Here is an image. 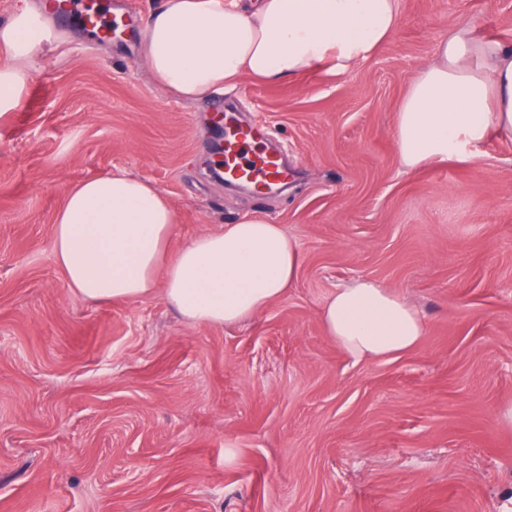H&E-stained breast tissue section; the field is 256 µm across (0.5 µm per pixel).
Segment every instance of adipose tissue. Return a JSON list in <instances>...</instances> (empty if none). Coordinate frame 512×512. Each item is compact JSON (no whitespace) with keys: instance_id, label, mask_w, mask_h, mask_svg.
Segmentation results:
<instances>
[{"instance_id":"ef3b65f1","label":"adipose tissue","mask_w":512,"mask_h":512,"mask_svg":"<svg viewBox=\"0 0 512 512\" xmlns=\"http://www.w3.org/2000/svg\"><path fill=\"white\" fill-rule=\"evenodd\" d=\"M399 22V0H163L148 18L143 60L150 76L198 101L245 77L267 83L311 71L336 76L373 57ZM51 31L35 0H19L0 25V108L17 105L31 60ZM512 134V47L464 27L436 45L394 119L402 165L450 157L492 134ZM175 212L151 181L122 171L69 187L52 227L65 285L94 302L161 293L188 322L245 321L290 288L299 250L281 225L246 217L173 247ZM319 319L356 361L412 351L426 331L420 312L379 281L336 288Z\"/></svg>"}]
</instances>
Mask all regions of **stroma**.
I'll use <instances>...</instances> for the list:
<instances>
[{"mask_svg": "<svg viewBox=\"0 0 512 512\" xmlns=\"http://www.w3.org/2000/svg\"><path fill=\"white\" fill-rule=\"evenodd\" d=\"M349 73L243 79L224 97L272 132L288 190L206 169L209 101L158 86L142 46L54 28L0 112V512H512V135L404 168L397 105L438 39L507 33L512 0H399ZM121 170L176 213L175 244L246 216L300 265L244 322L195 326L160 295L66 288L51 229L66 189ZM376 279L425 318L411 352L358 363L322 331L336 288Z\"/></svg>", "mask_w": 512, "mask_h": 512, "instance_id": "35a3bbf8", "label": "stroma"}]
</instances>
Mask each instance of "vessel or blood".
<instances>
[{"label":"vessel or blood","mask_w":512,"mask_h":512,"mask_svg":"<svg viewBox=\"0 0 512 512\" xmlns=\"http://www.w3.org/2000/svg\"><path fill=\"white\" fill-rule=\"evenodd\" d=\"M49 7L62 20L83 26L98 39L107 40L112 36L116 16L106 8L104 0H51ZM213 115L223 148L227 180L241 181L259 189L286 177L282 160L265 147L266 132L262 127L242 123L220 100L213 104Z\"/></svg>","instance_id":"1"}]
</instances>
